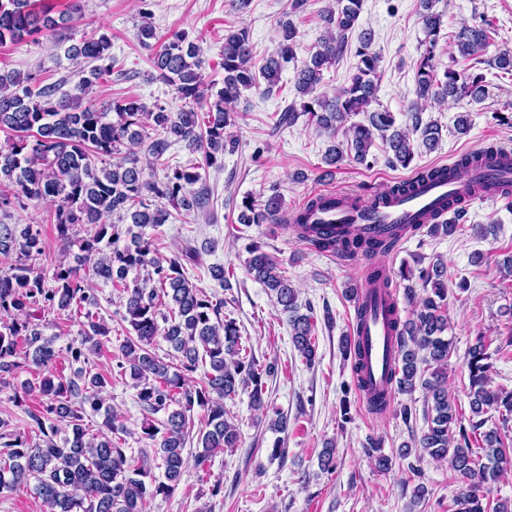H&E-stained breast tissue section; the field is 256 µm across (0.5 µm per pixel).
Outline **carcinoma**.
<instances>
[{"label": "carcinoma", "mask_w": 512, "mask_h": 512, "mask_svg": "<svg viewBox=\"0 0 512 512\" xmlns=\"http://www.w3.org/2000/svg\"><path fill=\"white\" fill-rule=\"evenodd\" d=\"M37 0H0V43L25 36L53 37L67 18L50 16L47 4ZM364 0H336V8L322 10L326 32L309 60L296 71L295 90L303 98L281 114L279 124L291 125L308 116L319 127L342 135L327 149L325 163L336 166L345 158L367 167L375 138H380L391 165L407 169L418 148L437 149L441 127L423 122L418 104L410 106L408 123L396 124L393 113L373 109L379 81V55L373 51L372 33L359 34L355 50L357 62L348 86L333 98L315 95L323 69L343 56L345 38L358 25ZM428 46L417 63L416 96L437 102L480 101L486 94L485 75L474 71L490 44L491 24L464 25L455 36L458 54L472 61L473 71L458 72L449 67L438 77L434 50L443 27L442 16L432 11L433 0H420ZM296 30L290 21L281 24L277 56L261 66L253 61L249 32L229 30L224 34L220 67L224 87L209 99V86L198 72L199 47L181 35L158 44L154 27H139L141 45L152 52L157 77L176 86L184 105L177 112L162 106L154 111L135 98L114 100L106 106H78L66 96L56 97V86L41 84L37 75L0 73V131L10 133L0 146V211L24 205L26 200L56 203L53 224L63 258L46 275L35 267L44 252L39 231L28 224L0 223V255H16L14 263L0 271V381L27 364L47 372L39 380L44 400L41 409L28 412L42 438L32 443L19 433H0V492L18 485L35 483L37 495L48 512H144L146 503L159 496L167 498L179 485L188 466L184 448L192 433L194 411H203L198 429L199 451L194 464L205 467L212 457L239 447L241 434L228 418L224 400L240 392L249 395L251 408L262 412L268 407L265 379L277 372L275 363L261 365L252 351L242 344L233 318L222 316L224 300L213 299L187 276L186 266L199 264V255L185 248L166 258L156 255L154 240L145 236L148 227L167 223L171 213L167 201L190 216L203 204L201 194L189 187L200 180L196 167L171 164L165 154L174 142L203 153L204 163L215 166L226 148L225 130L231 122L230 106L241 92L256 85L257 77L272 91L280 81L285 63L295 58ZM110 39L102 35L84 39L65 49L74 62L91 63L89 76L81 86H90L112 73L117 61L109 53ZM364 112L366 122L348 123ZM420 133L419 146L410 134ZM147 144V167L161 169L163 179L147 180L145 168L136 158L111 162L128 144ZM493 146L460 157L453 173L460 179L501 156ZM412 181L389 187L391 195H406L415 182L448 177V168H414ZM322 205L313 199L294 221L312 235L307 243L315 250L331 254H362L374 257L392 248L419 225L400 227L388 239L336 237V232L315 224L308 225L307 214ZM283 210L282 198L272 194L264 200L246 196L239 221L275 224ZM453 218L433 223L435 214L425 218L435 236H452L465 211L454 206ZM116 211L130 213L131 223L109 224L105 217ZM79 253L68 259L70 250ZM247 269L267 288L282 310L289 313L291 340L306 364L315 363L317 347L314 315L297 311V292L281 271L275 257L252 244L248 248ZM417 270H408L422 288H407L405 299L414 307L413 316L397 317L393 327L400 345L397 370L393 373L397 391L410 393L416 385L427 392L424 419L427 429L419 439L421 451L437 462H445L459 485L455 497L457 512H508V502L485 500V492L503 473L512 471V442L496 429L480 432L489 411L512 415V393L489 385L491 355L485 337L478 336L469 347V407L477 421L465 426L448 397V356L452 342L448 330V289L442 264L426 267L417 260ZM105 285L125 293L121 321L127 323L126 338L118 348L117 368L129 376L137 390L143 414L140 438L153 447L161 460L162 475L157 476L148 459L133 463L127 457V433L121 417L104 408L105 392L111 380L93 373L85 365L98 353L100 337L110 328L93 320L86 312L87 324L79 338L66 347L69 362L81 364L73 376L64 379L55 372L61 350L55 339L43 335L39 324L29 318V309L40 306L65 313L72 307H95V289L85 283L82 270ZM133 279H128L129 274ZM169 344L170 352L161 357L155 351L156 339ZM204 367L200 380L194 379ZM103 414L105 432L88 436L83 420L86 412ZM64 437H58L59 426Z\"/></svg>", "instance_id": "1"}]
</instances>
